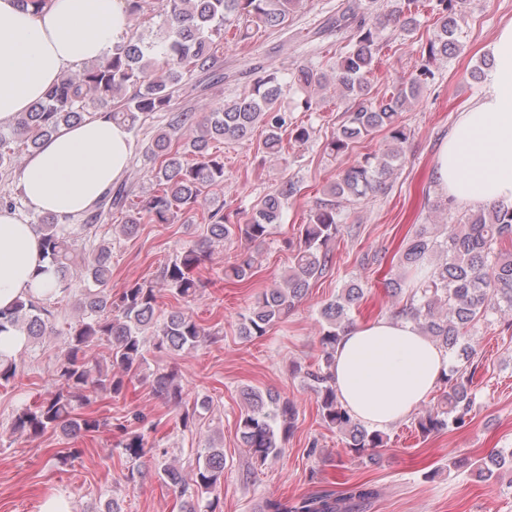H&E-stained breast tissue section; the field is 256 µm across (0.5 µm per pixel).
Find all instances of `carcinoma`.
<instances>
[{
  "instance_id": "carcinoma-1",
  "label": "carcinoma",
  "mask_w": 512,
  "mask_h": 512,
  "mask_svg": "<svg viewBox=\"0 0 512 512\" xmlns=\"http://www.w3.org/2000/svg\"><path fill=\"white\" fill-rule=\"evenodd\" d=\"M360 2L363 11L344 5L324 26L326 31L348 34L331 72L305 64L287 76L267 72L247 94L219 106L177 111L172 108L173 98L186 77L204 75L209 87L224 81L216 68V53L225 32L233 31L240 42L255 43L265 33L282 29L302 0H165L158 12L151 9L149 0H127L128 18H155L154 24L163 33L161 43L147 44L137 33H131L127 43L117 47L108 59L65 75L45 100L20 113L9 129L0 130V169L6 170L14 165L20 149L35 151L61 127L82 121L98 109L132 130L157 112L169 113L166 126L146 147L158 162L151 192L130 204V191L119 186L80 224H69L49 214L35 218L44 255L61 292L71 289L70 272L78 264L85 267L86 283L79 298L82 317L69 327L56 365L55 389L21 408L12 422V432L39 436L52 429L73 439L97 433L108 426L105 420L75 413L87 393L116 397L127 391L146 364L150 345L159 351L193 352L212 336L208 327L180 306L159 313L158 291L150 283L135 281L112 294L107 289L112 278L111 247L100 244L80 250L77 242L82 235L114 209H126L120 225L124 236L135 235L142 224H172L179 218L194 217L207 190L224 185V155L214 150V144L247 140L262 126L265 152L286 161L283 136L302 146L310 140L311 128L293 123L279 107L281 99L302 93L304 98L298 105L309 112L319 104L316 94L334 86L351 107L326 148L342 155L353 142L376 130L387 131L394 147L379 156L365 157L339 175L329 188L330 199L299 225L288 270L240 314V335L247 340L265 336L329 270L331 245L345 230L340 200L361 198L381 188L400 160V145L406 141L400 112L431 76L427 62L448 55L457 46L456 0H430L437 33L423 49L426 63L407 84L376 97L370 76L377 68L379 32L366 22L365 15L383 6L385 16L396 20L400 31L408 35L417 25V0H386L383 5L379 0ZM299 191L297 183L286 181L247 213H226L222 204L208 211L203 216L206 239L182 247L161 267L160 281L177 302L194 301L202 288L195 271L209 255V248L233 241L240 243V249L224 268V278L237 282L250 278L255 263L251 245L271 234L281 221L288 198ZM508 244L512 245V206L494 205L464 215L459 224L448 225L441 241L430 236L423 224L396 254L398 273L385 280L392 296L407 295L396 316L416 323L423 335L457 359L444 378L438 407L415 418V429L424 437L462 426L473 410L475 393L471 386L479 363L468 338L488 315H512V251L506 248ZM363 297L361 285L352 281L321 307L320 358L303 371V378L316 396L325 426L341 433L357 456L368 458L371 450L385 446V435L368 430L340 402L330 374L336 344L352 325L351 313L359 308ZM53 319L51 306L30 297L9 310H0V333L11 327L22 328L31 343L46 334ZM102 343L109 349L108 369L91 356L93 348ZM151 388L158 398L176 403L183 398L173 372L152 374ZM242 396L246 408L237 423L242 447L261 462L278 456L295 426L296 408L279 395L253 388L244 389ZM210 405L208 397L194 400L192 408L180 415V424L188 427ZM118 430L121 448L131 459L137 461L152 453L143 433L131 431L125 424ZM197 453L203 465L196 468L192 482L186 481L181 469L169 464L161 465L165 481L187 497L183 512H223L219 498L206 500L203 494L211 493L224 479V449L207 443ZM451 465L467 468L485 480L497 479L502 470L512 474V450L474 461L454 458ZM372 496V488L363 483L340 494L321 491L293 503L269 500L265 512H355L359 503Z\"/></svg>"
}]
</instances>
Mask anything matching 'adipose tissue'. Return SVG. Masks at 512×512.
<instances>
[{"label": "adipose tissue", "mask_w": 512, "mask_h": 512, "mask_svg": "<svg viewBox=\"0 0 512 512\" xmlns=\"http://www.w3.org/2000/svg\"><path fill=\"white\" fill-rule=\"evenodd\" d=\"M126 0H50L41 9L0 0V128L44 100L76 68L109 57L129 36ZM493 61L479 97L460 112L434 168L456 203L512 202V21L488 47ZM128 127L99 112L62 128L30 155L16 185L29 208L61 219L91 212L127 172ZM40 236L23 211L0 206V309L57 294ZM448 357L409 320L351 326L331 367L341 402L363 424L385 429L437 387Z\"/></svg>", "instance_id": "obj_1"}]
</instances>
